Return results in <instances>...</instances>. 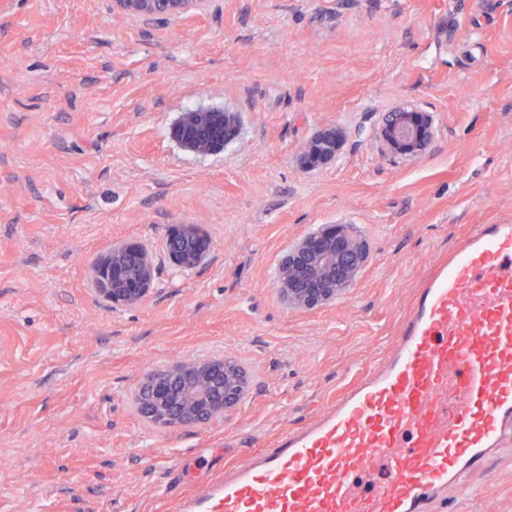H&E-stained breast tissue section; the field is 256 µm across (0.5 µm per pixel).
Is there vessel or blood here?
I'll return each mask as SVG.
<instances>
[{
  "instance_id": "vessel-or-blood-1",
  "label": "vessel or blood",
  "mask_w": 512,
  "mask_h": 512,
  "mask_svg": "<svg viewBox=\"0 0 512 512\" xmlns=\"http://www.w3.org/2000/svg\"><path fill=\"white\" fill-rule=\"evenodd\" d=\"M512 434V223L476 224L418 288L384 362L226 467L182 512H426Z\"/></svg>"
}]
</instances>
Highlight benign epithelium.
<instances>
[{
  "label": "benign epithelium",
  "mask_w": 512,
  "mask_h": 512,
  "mask_svg": "<svg viewBox=\"0 0 512 512\" xmlns=\"http://www.w3.org/2000/svg\"><path fill=\"white\" fill-rule=\"evenodd\" d=\"M118 8L143 17L157 13L156 0H114ZM432 120L428 113L406 108L394 112L381 135L395 151L418 155L428 145ZM134 269L118 268L129 280L141 284L125 291L112 289V301L135 303L149 290L151 265L147 253H138ZM366 260V249L357 234L344 226L332 234L314 232L289 250L278 268L281 291L288 305L312 309L349 288ZM249 393L244 367L224 358V372L210 361L181 362L148 374L135 395L142 416L156 424L180 427L217 420L240 405Z\"/></svg>",
  "instance_id": "1"
}]
</instances>
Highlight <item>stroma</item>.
Instances as JSON below:
<instances>
[{"mask_svg": "<svg viewBox=\"0 0 512 512\" xmlns=\"http://www.w3.org/2000/svg\"><path fill=\"white\" fill-rule=\"evenodd\" d=\"M434 118L397 155L386 112ZM236 123L183 146L191 112ZM339 151L301 154L326 130ZM512 222V0H205L177 14L114 0H0V512H179L385 356L415 291L471 225ZM211 246L183 267L173 228ZM351 224L349 290L289 307L276 269ZM146 249L147 294L94 285L113 246ZM231 357L250 394L223 419L145 421L152 370ZM428 512H512V446ZM193 120L197 125L202 126L199 128L189 130L187 127V119L181 121L174 129L175 137L186 147L199 149L196 142L193 140L196 136L195 131H203L206 126L212 128V140L209 147L203 151L218 150L224 148V126L227 125L224 118V112H191Z\"/></svg>", "mask_w": 512, "mask_h": 512, "instance_id": "1", "label": "stroma"}]
</instances>
